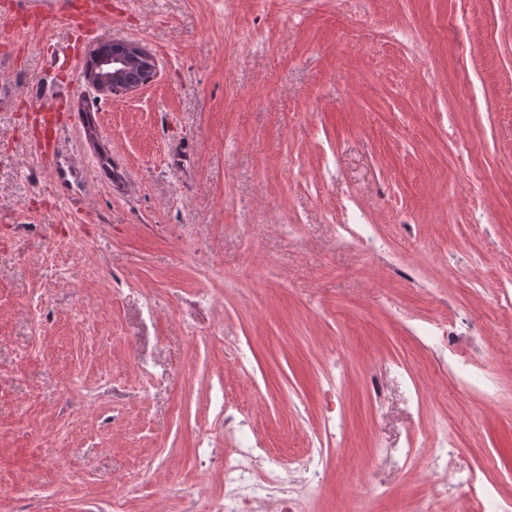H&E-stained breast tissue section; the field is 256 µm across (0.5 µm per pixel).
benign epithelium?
I'll return each instance as SVG.
<instances>
[{
  "instance_id": "benign-epithelium-1",
  "label": "benign epithelium",
  "mask_w": 512,
  "mask_h": 512,
  "mask_svg": "<svg viewBox=\"0 0 512 512\" xmlns=\"http://www.w3.org/2000/svg\"><path fill=\"white\" fill-rule=\"evenodd\" d=\"M90 55L93 64L84 77L105 98L136 92L156 78V58L138 41L101 42L90 50Z\"/></svg>"
}]
</instances>
